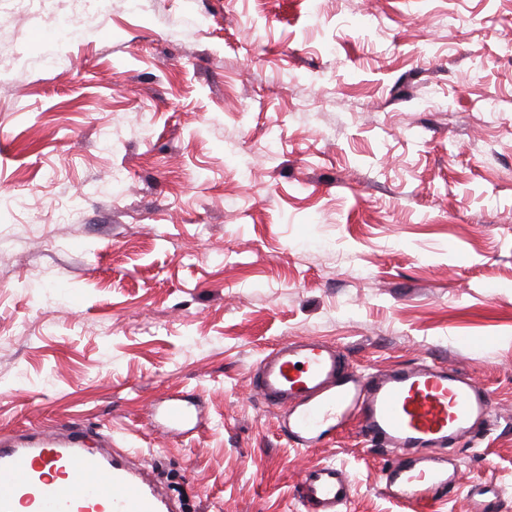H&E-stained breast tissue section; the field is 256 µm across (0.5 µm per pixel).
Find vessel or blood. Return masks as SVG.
<instances>
[{
	"instance_id": "obj_1",
	"label": "vessel or blood",
	"mask_w": 512,
	"mask_h": 512,
	"mask_svg": "<svg viewBox=\"0 0 512 512\" xmlns=\"http://www.w3.org/2000/svg\"><path fill=\"white\" fill-rule=\"evenodd\" d=\"M255 396L282 409L288 440L314 446L350 420L361 434L401 458L386 472L388 493L420 508L454 488L460 474L441 449L488 430L489 392L467 374L422 361L382 373L354 368L334 346L301 338L277 344L252 380ZM351 486L342 469L306 472L300 498L307 512H336ZM169 512L158 485L86 445L83 431L37 430L0 439V512Z\"/></svg>"
}]
</instances>
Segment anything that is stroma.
I'll return each instance as SVG.
<instances>
[{
	"mask_svg": "<svg viewBox=\"0 0 512 512\" xmlns=\"http://www.w3.org/2000/svg\"><path fill=\"white\" fill-rule=\"evenodd\" d=\"M510 40L512 0H0V435L80 424L179 512H305L326 463L418 512L355 424L300 449L256 399L314 337L486 388L429 512H512ZM189 406L180 400H171L163 409L164 422L171 427H178L186 424L191 418Z\"/></svg>",
	"mask_w": 512,
	"mask_h": 512,
	"instance_id": "35a3bbf8",
	"label": "stroma"
}]
</instances>
